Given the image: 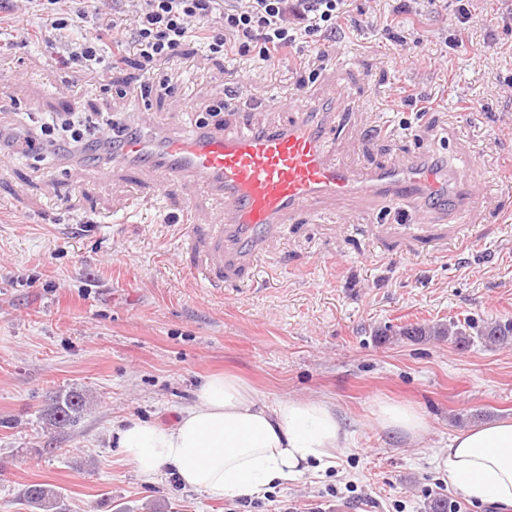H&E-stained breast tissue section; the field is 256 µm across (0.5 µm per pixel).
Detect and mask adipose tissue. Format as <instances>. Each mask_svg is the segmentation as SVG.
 Wrapping results in <instances>:
<instances>
[{"instance_id":"adipose-tissue-1","label":"adipose tissue","mask_w":512,"mask_h":512,"mask_svg":"<svg viewBox=\"0 0 512 512\" xmlns=\"http://www.w3.org/2000/svg\"><path fill=\"white\" fill-rule=\"evenodd\" d=\"M194 405L172 423L129 419L117 431V446L146 483L165 470L183 488L213 498H250L335 465L350 433L336 407L323 398L282 397L259 402L253 389L232 373L205 377ZM378 429L412 440L428 423L409 403L376 401ZM438 468L449 489L512 512V419H495L448 440Z\"/></svg>"}]
</instances>
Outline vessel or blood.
Returning a JSON list of instances; mask_svg holds the SVG:
<instances>
[{"label":"vessel or blood","instance_id":"vessel-or-blood-1","mask_svg":"<svg viewBox=\"0 0 512 512\" xmlns=\"http://www.w3.org/2000/svg\"><path fill=\"white\" fill-rule=\"evenodd\" d=\"M348 103L340 87L324 98L302 91L290 105L288 123L232 130L195 124L184 135L163 129L146 137L133 134L119 141L118 155L128 170L152 168L162 184L172 178L193 181L220 201V222L202 231L209 245L210 286L248 278L288 216L315 213L330 198L362 196L389 206L408 202L425 223L439 216L474 223L470 189L453 181L450 167L430 162L424 153L367 169L336 162L332 140ZM267 105L244 86L224 98L228 112Z\"/></svg>","mask_w":512,"mask_h":512}]
</instances>
